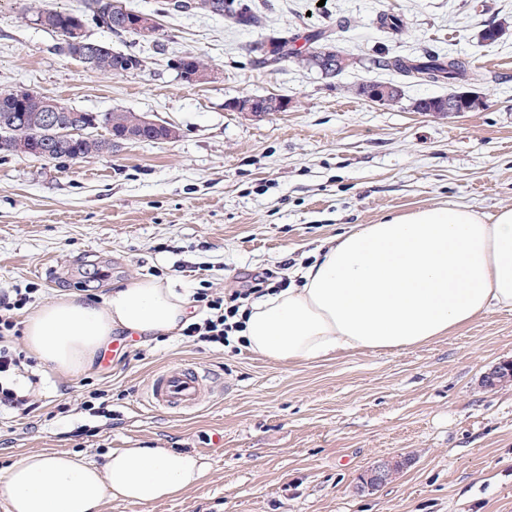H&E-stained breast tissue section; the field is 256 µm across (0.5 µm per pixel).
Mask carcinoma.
I'll list each match as a JSON object with an SVG mask.
<instances>
[{"label": "carcinoma", "instance_id": "carcinoma-1", "mask_svg": "<svg viewBox=\"0 0 512 512\" xmlns=\"http://www.w3.org/2000/svg\"><path fill=\"white\" fill-rule=\"evenodd\" d=\"M120 0H83V9L42 10L32 15L34 23L55 33L59 39L58 49L66 56L79 53L80 48L72 42L71 32L76 27H85L89 22L105 28L113 34L124 35L126 30L113 26L115 4ZM170 9L180 12L184 9H201L216 15L233 19L239 26L249 29L262 27L259 12L237 3L236 0H172ZM295 37L283 33L249 46L253 62L260 67H271L273 63L265 56V48L270 43L290 47ZM84 43L90 45L93 65L90 70L104 74H122L141 69L143 58L131 52H118L107 43L94 41L84 36ZM295 63L316 71L323 70L322 57L318 53L287 52ZM384 69L392 70L403 77H420L431 82L456 84L470 79L471 74L465 62L451 57L428 54L418 58H385L378 61ZM46 97L19 95L8 90L0 92V151L15 152V143L19 138L27 140L32 149L49 150L53 161L57 163L74 162L101 152L109 153L115 145L113 136L126 129L138 126L139 118L134 112L115 110L102 114L99 128L105 134H92L62 146L50 137V130L41 124Z\"/></svg>", "mask_w": 512, "mask_h": 512}]
</instances>
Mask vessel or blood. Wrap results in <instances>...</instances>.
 I'll return each mask as SVG.
<instances>
[{
  "label": "vessel or blood",
  "instance_id": "b4317fda",
  "mask_svg": "<svg viewBox=\"0 0 512 512\" xmlns=\"http://www.w3.org/2000/svg\"><path fill=\"white\" fill-rule=\"evenodd\" d=\"M211 375L194 363L156 371L148 388V404L157 410L193 411L206 400Z\"/></svg>",
  "mask_w": 512,
  "mask_h": 512
}]
</instances>
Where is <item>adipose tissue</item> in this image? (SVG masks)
<instances>
[{"instance_id":"obj_1","label":"adipose tissue","mask_w":512,"mask_h":512,"mask_svg":"<svg viewBox=\"0 0 512 512\" xmlns=\"http://www.w3.org/2000/svg\"><path fill=\"white\" fill-rule=\"evenodd\" d=\"M190 306L170 282L141 276L99 299L63 294L32 308L25 344L74 377L114 332L177 335ZM497 310H512V208L486 218L437 205L340 234L287 288L249 302L241 336L271 362L318 361L421 345ZM208 478L197 456L169 448L115 449L99 465L33 452L0 474V498L10 512H100L109 498L151 504Z\"/></svg>"}]
</instances>
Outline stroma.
I'll return each mask as SVG.
<instances>
[{
  "mask_svg": "<svg viewBox=\"0 0 512 512\" xmlns=\"http://www.w3.org/2000/svg\"><path fill=\"white\" fill-rule=\"evenodd\" d=\"M259 30L224 17L122 0L156 16L157 43L89 25L92 40L139 52L140 70L101 74L55 49L31 9L80 0H0V90L23 86L87 112L133 111L174 126L176 139L125 142L58 164L0 152V293L35 287L34 304L94 299L132 278L169 279L177 292L227 293L253 271L287 276L356 224L458 203L490 216L512 207V0H251ZM402 15L399 34L382 14ZM509 28L481 41L490 23ZM289 31L305 46L330 33L355 65L335 78L288 61L255 66L261 37ZM435 52L463 60L487 107L420 114L414 99L448 87L378 68L380 58ZM205 59L217 79L184 83L171 62ZM364 80L400 82L401 102L353 97ZM277 94L286 112L252 119L230 99ZM512 360V311L393 352L356 351L274 363L244 343L195 346L180 336L130 340L122 356L74 377L38 365L36 412L0 418V472L32 452L102 461L118 448H173L209 468L203 486L101 512H512V382L485 375ZM201 364L221 388L192 414L149 410L155 370ZM106 403L95 414L92 394ZM388 481L358 492L379 459Z\"/></svg>",
  "mask_w": 512,
  "mask_h": 512,
  "instance_id": "obj_1",
  "label": "stroma"
}]
</instances>
